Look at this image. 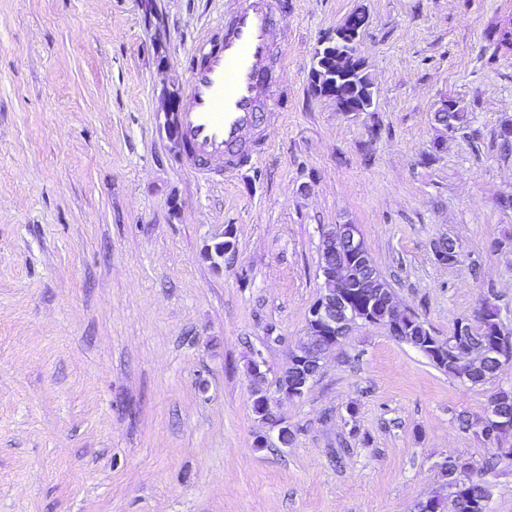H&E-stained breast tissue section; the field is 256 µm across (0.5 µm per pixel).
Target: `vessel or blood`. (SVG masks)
<instances>
[{"label": "vessel or blood", "mask_w": 512, "mask_h": 512, "mask_svg": "<svg viewBox=\"0 0 512 512\" xmlns=\"http://www.w3.org/2000/svg\"><path fill=\"white\" fill-rule=\"evenodd\" d=\"M273 0H240L224 35L200 42L187 75L180 132L199 173L206 159L239 167L233 149L255 126L256 104L268 68Z\"/></svg>", "instance_id": "vessel-or-blood-1"}]
</instances>
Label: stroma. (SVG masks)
Returning a JSON list of instances; mask_svg holds the SVG:
<instances>
[{"mask_svg": "<svg viewBox=\"0 0 512 512\" xmlns=\"http://www.w3.org/2000/svg\"><path fill=\"white\" fill-rule=\"evenodd\" d=\"M0 0V512H414L440 466L482 467L473 386L356 324L299 399L276 379L308 332L319 243L358 225L397 301L447 337L495 295L512 326V0H275L252 160L197 174L169 90L235 0ZM375 104L340 112L309 74L354 9ZM469 128L436 149L433 105ZM282 110H274L273 101ZM232 231L222 268L207 248ZM453 238L459 261L435 246ZM291 444H259L248 366ZM448 100L453 103V112H448ZM439 112H448V124L447 126L442 125L443 127L448 128V134H453L469 127L473 120L470 112H466L465 109L460 106L459 102L448 98V96H442L437 102L433 115L434 121H438Z\"/></svg>", "mask_w": 512, "mask_h": 512, "instance_id": "1", "label": "stroma"}]
</instances>
